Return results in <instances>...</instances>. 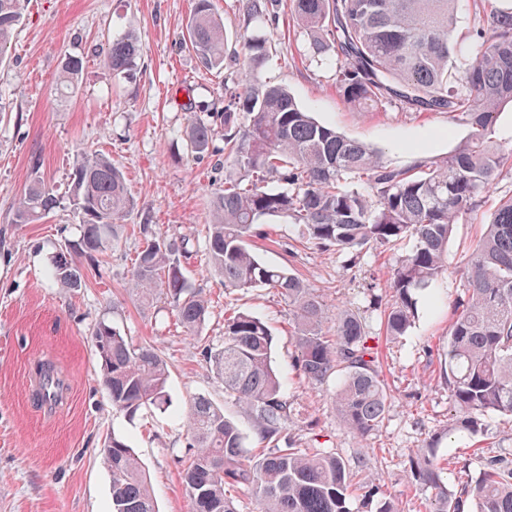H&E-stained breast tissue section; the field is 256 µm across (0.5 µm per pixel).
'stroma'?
I'll use <instances>...</instances> for the list:
<instances>
[{"label": "stroma", "mask_w": 512, "mask_h": 512, "mask_svg": "<svg viewBox=\"0 0 512 512\" xmlns=\"http://www.w3.org/2000/svg\"><path fill=\"white\" fill-rule=\"evenodd\" d=\"M213 2L229 56L219 74L206 72L181 42L192 0H25L17 35L0 61V98L12 109L0 120V512H112L111 476L100 453L112 436L124 439L139 458L159 512H193L182 483L192 400L203 397L223 406L245 434L247 451L259 445L252 418L225 400L223 383L201 354L203 344L222 340L228 308L251 312L272 330L273 365L302 413L301 422L288 428L295 446L334 451L353 467L364 459L376 472L381 495L356 494L351 512H379L385 501L398 512H430L429 490L411 479L421 450L431 449L451 491L462 475L477 477L483 460L512 466V416L489 414L476 434L454 429L444 368L458 271L500 199L512 196V174H503L484 206L455 226L447 273L419 293L411 327L395 339L380 331L381 309L393 300L388 280L405 247L358 255L327 251L299 238L286 217H267L257 225L250 245L261 260L303 279L330 312H356L367 326L388 400L382 427L358 437L334 406L338 381L318 388L300 376L288 309L270 290L227 291L203 255L192 256L189 282L210 305L193 339L163 300H143L126 286L140 246L139 224L203 240L211 199L224 186L223 166L212 158L188 157L182 139L187 106L223 111L224 80L238 73L230 56L245 28L243 16L237 0ZM481 10V0H461L458 6L456 71L474 55ZM248 28L275 44L256 82L287 87L318 122L380 149L387 164L405 168L422 157L441 159L465 140L466 126L445 112H404L391 103L376 112L349 107L332 87V64L311 58L308 37L290 11ZM129 31L137 34L143 57L116 76L107 43ZM67 55L84 60L81 86L69 97L59 92V63ZM79 145L109 155L121 167L136 207L125 218L123 238L99 270L89 272L86 287L67 291L50 269L57 252L79 239L77 215L65 207L31 224L11 218L29 183L32 158H39L45 179L64 193ZM102 320L168 362L166 410L143 408L130 415L113 408L91 339ZM45 358L72 379L68 404L50 418L35 414L27 395L29 368Z\"/></svg>", "instance_id": "obj_1"}]
</instances>
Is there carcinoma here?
<instances>
[{
	"label": "carcinoma",
	"mask_w": 512,
	"mask_h": 512,
	"mask_svg": "<svg viewBox=\"0 0 512 512\" xmlns=\"http://www.w3.org/2000/svg\"><path fill=\"white\" fill-rule=\"evenodd\" d=\"M459 0H289L290 13L309 35V51L334 62L338 96L367 111L393 101L404 112H448L467 128V139L442 160L422 159L406 169L389 166L381 153L315 121L280 85L248 77L268 61L272 44L248 33L276 0H241L244 16L237 54L244 79L224 83V111L187 107L184 130L191 156L215 152L224 128V161L232 170L211 199L206 228L207 265L224 289L270 288L288 306L300 375L312 386L342 379L334 405L343 423L366 437L381 427L387 393L375 368L370 336L353 314L331 317L323 298L283 268L258 260L250 237L258 221L286 216L301 235L325 249H374L407 240L411 250L394 269L395 300L384 310L386 335H404L415 314L416 294L448 269L454 224L481 208L505 170L512 150L493 136L500 108L512 104V7L493 6L475 30L474 58L459 75L451 62ZM23 0H0V59L10 49ZM185 47L208 70L224 67V25L211 0H195ZM143 47L133 34L108 43L112 72L136 65ZM83 62H62L63 93L71 94ZM67 195L56 194L33 163L31 182L12 223L31 224L68 205L81 218L77 245L54 258L51 275L61 288H81L82 269L100 266L136 207L112 159L81 148L74 155ZM142 244L129 283L143 297L160 296L190 336L208 313L207 299L188 285L183 260L192 239L170 238L139 225ZM461 292L448 332V387L455 427L474 433L493 412L512 414V196L490 215L459 271ZM103 348L102 383L112 406L133 414L167 403L168 363L150 346H135L101 321L92 331ZM273 336L247 311L224 313V339L203 347L224 397L253 418L263 448L245 451V436L224 411L204 397L188 411L189 447L183 483L195 512H241L233 491L247 492L260 512H349L353 493H380L332 451L297 448L288 424L298 417L272 365ZM111 476L112 512H156L145 469L133 449L114 436L101 449ZM414 477L434 494L432 512H512V468L486 462L479 478L450 494L434 456L417 462Z\"/></svg>",
	"instance_id": "obj_1"
}]
</instances>
